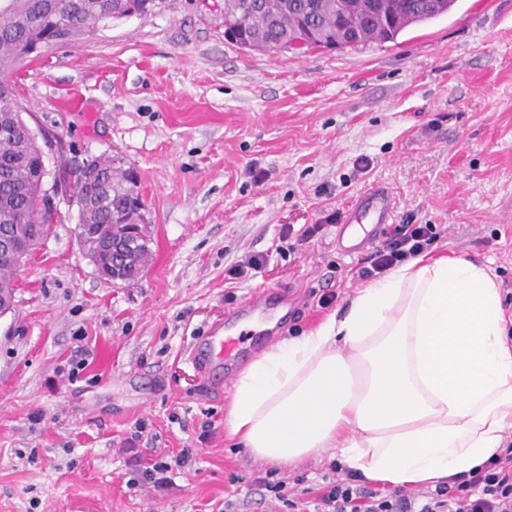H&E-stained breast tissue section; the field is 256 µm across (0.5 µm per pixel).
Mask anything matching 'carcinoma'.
Returning <instances> with one entry per match:
<instances>
[{
  "label": "carcinoma",
  "mask_w": 512,
  "mask_h": 512,
  "mask_svg": "<svg viewBox=\"0 0 512 512\" xmlns=\"http://www.w3.org/2000/svg\"><path fill=\"white\" fill-rule=\"evenodd\" d=\"M0 0V85L10 82L16 63L25 58L26 46L45 35L71 43L97 30L112 19L130 17L128 10L138 0ZM251 0H224V29L234 31L232 41L248 50L271 51L282 40L302 35L309 45L328 48L344 43L350 48L370 42L395 40L411 25L438 18L430 0H348L340 12L336 0H275L274 10L255 13ZM13 157L17 164L0 174V228L9 224L38 222L37 205L44 192L39 145L26 136L25 121L10 99L0 95V163ZM98 181L94 204L85 212V222L95 227L96 236L78 237L84 249H95L100 239L124 232L127 224H145L146 206L133 171L117 159L93 160ZM151 235L144 231L126 240L127 262L113 272L120 283H136L152 260ZM16 271L0 263V293L14 296Z\"/></svg>",
  "instance_id": "cac0c4a2"
}]
</instances>
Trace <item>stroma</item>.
<instances>
[{"mask_svg": "<svg viewBox=\"0 0 512 512\" xmlns=\"http://www.w3.org/2000/svg\"><path fill=\"white\" fill-rule=\"evenodd\" d=\"M13 82L53 176L95 157L137 172L153 261L131 286L103 281L56 198L0 316V512H271L267 464L224 431L232 386L193 349L258 290L287 295L283 339L326 316L323 293L343 309L364 282L337 226L373 185L392 223L445 225L431 255L482 263L512 294V0H457L380 45L278 53L227 40L224 0H159ZM251 254L262 272L226 284ZM183 448L195 462L165 490L140 484L141 461Z\"/></svg>", "mask_w": 512, "mask_h": 512, "instance_id": "stroma-1", "label": "stroma"}]
</instances>
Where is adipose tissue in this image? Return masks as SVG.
Here are the masks:
<instances>
[{"label":"adipose tissue","mask_w":512,"mask_h":512,"mask_svg":"<svg viewBox=\"0 0 512 512\" xmlns=\"http://www.w3.org/2000/svg\"><path fill=\"white\" fill-rule=\"evenodd\" d=\"M506 321L488 267L413 257L240 371L224 429L271 466L333 448L363 481L467 474L512 437Z\"/></svg>","instance_id":"obj_1"}]
</instances>
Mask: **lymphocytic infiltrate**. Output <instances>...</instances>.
<instances>
[{
	"instance_id": "lymphocytic-infiltrate-1",
	"label": "lymphocytic infiltrate",
	"mask_w": 512,
	"mask_h": 512,
	"mask_svg": "<svg viewBox=\"0 0 512 512\" xmlns=\"http://www.w3.org/2000/svg\"><path fill=\"white\" fill-rule=\"evenodd\" d=\"M436 224H397L385 231L357 271L368 280L428 250L441 236ZM266 500L278 512H512V443L485 464L435 488L383 492L345 477L330 463L321 483L305 485L303 477L287 482L273 473L255 477Z\"/></svg>"
}]
</instances>
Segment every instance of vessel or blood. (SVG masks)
I'll list each match as a JSON object with an SVG mask.
<instances>
[{
    "label": "vessel or blood",
    "instance_id": "obj_1",
    "mask_svg": "<svg viewBox=\"0 0 512 512\" xmlns=\"http://www.w3.org/2000/svg\"><path fill=\"white\" fill-rule=\"evenodd\" d=\"M389 221V202L386 191L370 188L361 198L336 237L338 249L347 255L363 254L376 242ZM274 304L271 293L260 291L228 314L225 321L211 325L203 347L197 349L193 359L200 369H208L216 359L223 360L225 376H232L233 366L241 353V339L234 334V324L249 320L268 311Z\"/></svg>",
    "mask_w": 512,
    "mask_h": 512
}]
</instances>
